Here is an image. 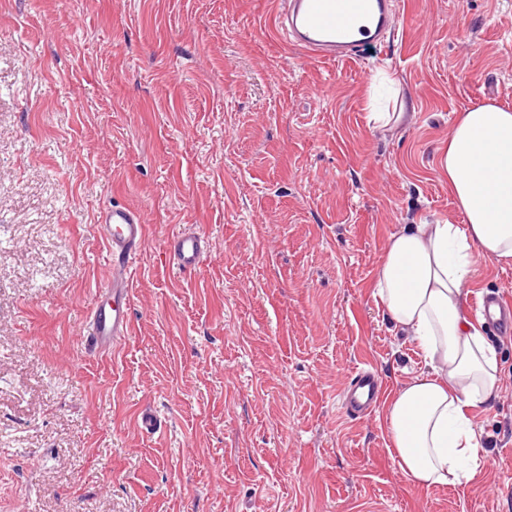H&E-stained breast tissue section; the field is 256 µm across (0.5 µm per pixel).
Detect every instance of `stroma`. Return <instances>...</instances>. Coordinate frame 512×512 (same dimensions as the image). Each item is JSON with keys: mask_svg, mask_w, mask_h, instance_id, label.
<instances>
[{"mask_svg": "<svg viewBox=\"0 0 512 512\" xmlns=\"http://www.w3.org/2000/svg\"><path fill=\"white\" fill-rule=\"evenodd\" d=\"M398 2L337 64L272 31L274 0H0V512H512V336L463 486H413L382 408L342 406L358 368L387 396L423 369L374 270L402 225L460 223L456 114L512 108V0ZM113 201L147 240L131 332L94 354ZM180 231L211 244L191 277Z\"/></svg>", "mask_w": 512, "mask_h": 512, "instance_id": "obj_1", "label": "stroma"}]
</instances>
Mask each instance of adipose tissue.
<instances>
[{"label":"adipose tissue","mask_w":512,"mask_h":512,"mask_svg":"<svg viewBox=\"0 0 512 512\" xmlns=\"http://www.w3.org/2000/svg\"><path fill=\"white\" fill-rule=\"evenodd\" d=\"M439 168L464 223L392 234L372 293L426 365L385 407L390 454L425 488L470 482L489 458L473 418L493 401L500 364L467 309L479 261L512 264V110L482 103L458 113Z\"/></svg>","instance_id":"1"}]
</instances>
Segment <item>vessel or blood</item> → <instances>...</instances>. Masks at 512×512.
<instances>
[{"label": "vessel or blood", "mask_w": 512, "mask_h": 512, "mask_svg": "<svg viewBox=\"0 0 512 512\" xmlns=\"http://www.w3.org/2000/svg\"><path fill=\"white\" fill-rule=\"evenodd\" d=\"M278 29L319 62H348L360 47L381 43L392 25L396 0H278ZM101 235L108 245L112 279L98 288L83 333L85 348L106 352L117 347L131 328V263L143 248L147 226L141 211L111 203L97 216ZM174 265L185 273L200 270L208 254L205 239L182 233L168 243ZM475 310L496 336L512 333V300L486 294ZM381 394L377 375L360 368L353 372L343 394L350 416L362 419L376 406Z\"/></svg>", "instance_id": "obj_1"}]
</instances>
